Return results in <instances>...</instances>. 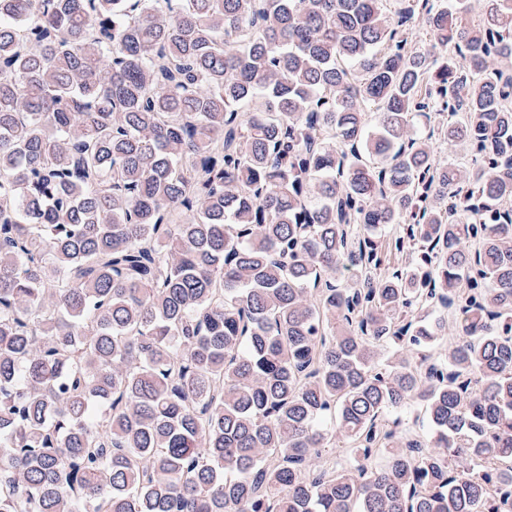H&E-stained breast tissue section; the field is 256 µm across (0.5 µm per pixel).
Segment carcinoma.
Masks as SVG:
<instances>
[{
	"label": "carcinoma",
	"mask_w": 512,
	"mask_h": 512,
	"mask_svg": "<svg viewBox=\"0 0 512 512\" xmlns=\"http://www.w3.org/2000/svg\"><path fill=\"white\" fill-rule=\"evenodd\" d=\"M511 63L512 0H0V512H512Z\"/></svg>",
	"instance_id": "cac0c4a2"
}]
</instances>
